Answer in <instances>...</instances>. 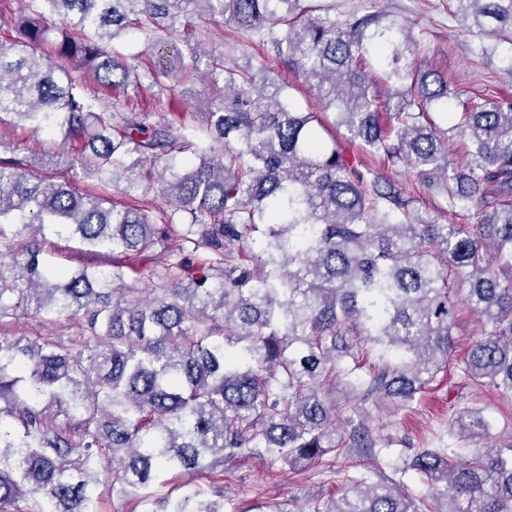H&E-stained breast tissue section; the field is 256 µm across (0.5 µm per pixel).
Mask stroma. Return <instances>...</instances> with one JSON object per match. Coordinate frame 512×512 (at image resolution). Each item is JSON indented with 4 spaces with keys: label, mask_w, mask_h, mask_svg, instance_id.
<instances>
[{
    "label": "stroma",
    "mask_w": 512,
    "mask_h": 512,
    "mask_svg": "<svg viewBox=\"0 0 512 512\" xmlns=\"http://www.w3.org/2000/svg\"><path fill=\"white\" fill-rule=\"evenodd\" d=\"M334 17L358 12H384L409 22L420 44L422 55L428 56L434 68L447 74L460 99L482 95L490 99L512 94V83L501 72L497 60L481 53L490 39L475 28H466L449 12L448 0H334ZM257 37L245 35L231 26L214 28L206 43L208 50L224 57L227 65L241 66L257 59ZM17 149L18 157L27 159L38 177L58 178L64 175L63 162L77 155L81 144L63 140L60 133H32L22 124L0 126ZM344 150L362 172H385L399 186L414 191L416 208L427 218L440 224H474L478 217L471 211L441 212L436 209L437 195L418 189L411 170L386 169L381 155L366 152L360 142L344 140ZM454 371L439 374L418 401L408 407L368 406L367 427L377 438H393L391 447L382 449L379 464L387 474H394L406 456L421 448H444L448 445V417L456 408L469 406L482 409L492 422L493 434L512 426V403L500 399L485 387L459 389ZM332 474L321 467H305L295 471L269 468L265 461L247 456L235 466L225 487L227 496L235 499L240 512H257L262 500L285 501L332 490Z\"/></svg>",
    "instance_id": "stroma-1"
}]
</instances>
